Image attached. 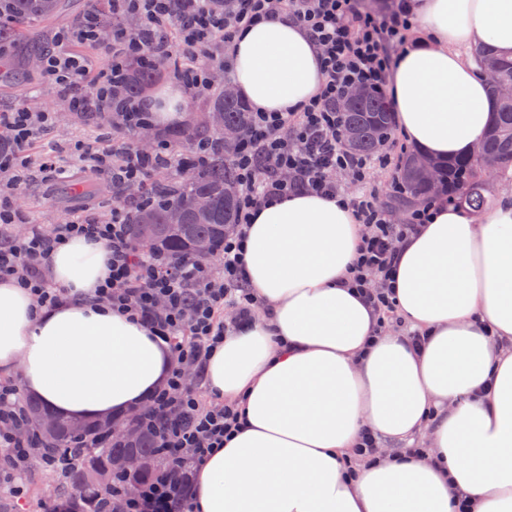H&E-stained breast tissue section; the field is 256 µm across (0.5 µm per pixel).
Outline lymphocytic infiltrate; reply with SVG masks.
<instances>
[{"instance_id": "obj_1", "label": "lymphocytic infiltrate", "mask_w": 512, "mask_h": 512, "mask_svg": "<svg viewBox=\"0 0 512 512\" xmlns=\"http://www.w3.org/2000/svg\"><path fill=\"white\" fill-rule=\"evenodd\" d=\"M116 16L133 15L143 23L174 30L176 43L155 46L157 58L179 48L200 60V67L183 79L195 95L206 94L217 72L227 71L224 46L234 34L253 23L279 15L299 23L320 54L325 76L317 98L298 112H254L237 140L233 165L238 184V213L224 238L222 268L183 259L148 255L132 241L130 227L115 207L111 219L90 215L46 227L14 231L23 218L13 200L26 184L29 149L52 127L47 112L23 106L0 113V127L9 140L0 147V275L15 277L30 288L39 305L52 306L65 297L49 274L52 250L81 235L103 243L111 254L108 280L95 295L99 301L147 326L168 344L175 358L167 384L139 405L140 425L156 432L169 466L141 484L136 495L123 485L111 488L102 512H193L192 470L239 426L232 405L204 402L192 384L191 371L200 370L230 327L253 320L258 302L245 285L243 243L253 211L261 204L292 195L319 194L341 198L352 207L362 227L348 283L379 315V329L399 323L391 288L400 247L428 221L432 208L454 202V195L433 196L400 223L376 193L351 194L349 183H365L375 167H395L391 150L374 154L351 151L344 140V114L339 104L354 88L389 98L397 65L396 49L404 47L413 26L410 0H229L213 13L207 0H112ZM138 37L107 43L110 70L91 77L87 62L64 50L45 54L41 72L59 97L81 112L106 114L112 109V82L124 59L143 52ZM78 159L89 162L113 185L142 182L148 170L132 147L99 149L95 142L75 146ZM232 319H225V311ZM19 390L0 386V458L9 471L24 475L34 454L32 437H19Z\"/></svg>"}]
</instances>
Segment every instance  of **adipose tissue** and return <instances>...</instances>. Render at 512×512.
I'll return each instance as SVG.
<instances>
[{"label":"adipose tissue","mask_w":512,"mask_h":512,"mask_svg":"<svg viewBox=\"0 0 512 512\" xmlns=\"http://www.w3.org/2000/svg\"><path fill=\"white\" fill-rule=\"evenodd\" d=\"M422 38L391 85L398 127L436 157L467 155L494 99L471 49L512 53V0H416ZM230 81L256 112H291L323 84L317 49L284 17L239 31ZM361 236L352 208L315 194L262 205L247 232V285L262 318L226 336L208 391L243 425L193 481L196 512H512V196L477 212L436 207L402 247L393 296L426 334H375L377 317L345 283ZM109 252L75 237L50 271L67 298L37 308L0 279V374L20 372L56 414L107 419L137 407L173 369L140 322L97 304ZM429 429L424 458L387 455L348 471L362 430L390 441Z\"/></svg>","instance_id":"1"}]
</instances>
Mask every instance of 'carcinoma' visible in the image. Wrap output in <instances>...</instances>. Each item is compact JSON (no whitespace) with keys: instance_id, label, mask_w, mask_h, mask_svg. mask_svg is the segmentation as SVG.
<instances>
[{"instance_id":"carcinoma-1","label":"carcinoma","mask_w":512,"mask_h":512,"mask_svg":"<svg viewBox=\"0 0 512 512\" xmlns=\"http://www.w3.org/2000/svg\"><path fill=\"white\" fill-rule=\"evenodd\" d=\"M65 4L66 0H0V53L10 54L7 59L0 56L5 82L19 81L22 75L33 71L30 62L42 56L45 45L43 31L34 24L54 18L64 10ZM474 61L480 70L491 69L500 81L512 84V58L500 57L493 49L481 47L474 51ZM170 64V57L158 60L147 53L128 58L122 66L113 108L121 110L142 98L161 70ZM491 91L497 109L481 141L479 154L442 161L417 150L409 152L399 169L403 190L400 201L430 195L431 185L436 181L438 192L451 188L469 207L484 208L487 187L480 178L482 167L490 164L500 173L512 171V99L500 96L494 87ZM209 111L222 113L224 124L239 131L248 126L247 105L237 95L224 92L222 87L213 93ZM345 113L347 144L351 150L371 154L391 137V112L380 96L364 91L358 99L346 104ZM164 147L163 155L180 158L182 168L191 170V177L186 180L182 173L176 174L164 164L153 167L157 172H166V176L141 191L142 201L131 207L127 220L132 238L142 243L143 226L153 224L155 232L145 250L155 256L196 260L194 244L199 240L208 242L214 254L221 253L224 234L235 224L237 186L232 158L236 143L224 139L220 130L195 120L168 130ZM199 195L206 196L211 203L207 217L199 216L194 210L193 201ZM173 213L181 215L180 223H169ZM24 412L27 425L40 435L47 448L60 454L80 451V458L68 476L76 495L85 501V506L75 512H99L95 500L106 487L92 480V468L106 470L109 484L125 479L137 484L151 479L165 466L156 434L150 429H140V439L134 445L113 441L100 448L95 442L110 430V420L77 422L59 416L56 430L51 434L41 427L42 417L51 413L41 401L25 397ZM131 451L148 461L146 469L129 476L112 469V459Z\"/></svg>"}]
</instances>
